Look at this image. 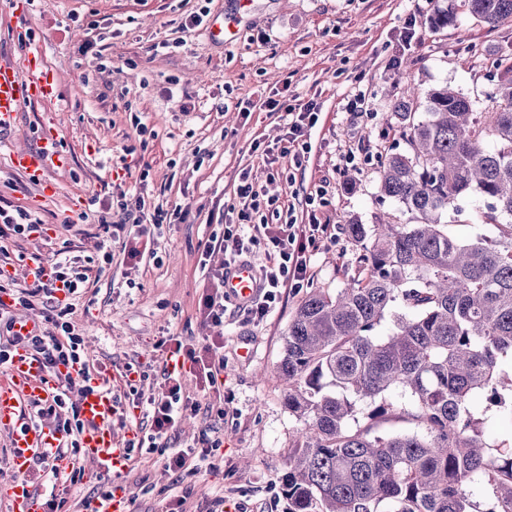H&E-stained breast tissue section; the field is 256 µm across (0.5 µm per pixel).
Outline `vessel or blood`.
<instances>
[{"label":"vessel or blood","instance_id":"b4317fda","mask_svg":"<svg viewBox=\"0 0 512 512\" xmlns=\"http://www.w3.org/2000/svg\"><path fill=\"white\" fill-rule=\"evenodd\" d=\"M26 66L0 61V137L16 124L25 104L54 99L57 88L54 78L44 65L41 50L29 44L23 47ZM8 165L37 182H44L51 170L64 168L66 158L58 145L55 127L46 128L37 146L10 152ZM231 298L247 301L258 292V275L252 264L234 265L224 283ZM59 388L57 377L49 374L28 348L12 347L9 359L0 369V430L11 436V463L17 474L5 497L9 512H45L41 493L30 484L26 474L34 455L51 453L57 472L69 471L73 461L63 453L65 439L54 425L44 421H29L30 403L52 401ZM81 415L88 427L80 437L82 457L104 472L119 473L127 466L128 450L112 428L119 411V402L110 386L94 382L93 389L84 393Z\"/></svg>","mask_w":512,"mask_h":512}]
</instances>
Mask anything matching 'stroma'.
I'll return each instance as SVG.
<instances>
[{
  "label": "stroma",
  "instance_id": "35a3bbf8",
  "mask_svg": "<svg viewBox=\"0 0 512 512\" xmlns=\"http://www.w3.org/2000/svg\"><path fill=\"white\" fill-rule=\"evenodd\" d=\"M17 3L0 0V60H18V36L31 32L60 96L25 107L0 140V155L36 145L51 124L69 165L51 172L55 193L47 197L0 163V200L42 221L28 237L0 231V248L19 268L56 253L91 267L71 320L124 407L162 393V337L179 336L199 351L216 339L197 308L204 269L223 256L205 248L238 221L242 173L277 197V209L294 208L298 223L314 215L327 224L307 248L303 288L282 293L263 320L226 314L217 351L222 393L203 392L192 376L184 382L198 408L168 444L175 452L203 434L220 439L208 463L175 474L159 452L137 451L121 476L133 512H163L177 498L187 512H288L284 462L301 427L283 404L276 372L288 323L310 292L336 294L354 275L358 249L341 229L347 216L371 224L386 212L409 221L396 201L380 197L375 170L381 153L406 148L392 108L405 81L423 92L449 85L474 112L487 111L496 81L486 58L512 53V23H482L462 0H251L218 43L191 19L202 10L230 12L232 0H33L24 13ZM447 7L455 27L431 30L433 14ZM408 25L417 38L399 46ZM270 98L317 106L303 166L265 155L288 121L265 108ZM319 186L327 203L308 211L304 196ZM139 198L146 213L171 211L170 221L137 231ZM125 201L130 210H121ZM484 207L476 195L459 199L446 232L462 241L489 235L476 217ZM243 347L252 358L240 356ZM130 365L142 366L145 378L126 382ZM82 469L78 481L43 484V494L77 512L84 498L111 489V476L87 462Z\"/></svg>",
  "mask_w": 512,
  "mask_h": 512
}]
</instances>
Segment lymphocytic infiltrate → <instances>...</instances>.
I'll return each mask as SVG.
<instances>
[{"instance_id":"f902f5d3","label":"lymphocytic infiltrate","mask_w":512,"mask_h":512,"mask_svg":"<svg viewBox=\"0 0 512 512\" xmlns=\"http://www.w3.org/2000/svg\"><path fill=\"white\" fill-rule=\"evenodd\" d=\"M265 105L272 112L286 111L288 130L285 140L294 150V159L303 158L309 151L307 132L318 121L315 104L308 102L284 106L280 101L270 98ZM236 195L240 221L225 225L223 236L213 237L207 247L208 252L223 253L224 264L210 272V285L198 308L200 317L217 329L223 328L227 311L228 297L224 292V278L229 266L250 260L255 248L265 246L267 262L258 269L262 292L256 300L239 309L240 315L248 319H263L279 298L282 289L297 288L305 280L307 245L327 232L326 225L317 222L300 224L292 216L287 217L281 224L253 222L252 214L259 210L265 192L249 176H241ZM90 274L89 267L76 266L62 259L56 260L50 266L47 277L35 279L21 290L20 299L28 305L36 300H51L56 290L55 284L59 281L68 284L70 295H77L85 288ZM71 311L72 308L68 305L59 308L53 320V331L23 339L16 334H9L5 341L0 342V364L6 362L12 346L23 341L48 372H56L62 365H78L77 377L62 378L52 402L36 408L38 416L52 418L57 430L75 442L85 430L86 423L80 417L77 403L71 400L70 392L77 386L89 388L93 380L94 366L83 354L82 339L69 319ZM164 346L166 357L163 377L166 391L162 397L148 398L151 431L140 436L136 442L138 448L152 451L161 447L169 432L177 427L179 420L189 409V400L182 391L185 375L195 376L202 389L212 390L224 369L223 359L199 356L195 349L184 345L179 337H166Z\"/></svg>"}]
</instances>
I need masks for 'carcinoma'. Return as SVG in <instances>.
Instances as JSON below:
<instances>
[{
	"instance_id": "carcinoma-1",
	"label": "carcinoma",
	"mask_w": 512,
	"mask_h": 512,
	"mask_svg": "<svg viewBox=\"0 0 512 512\" xmlns=\"http://www.w3.org/2000/svg\"><path fill=\"white\" fill-rule=\"evenodd\" d=\"M463 2L488 25L512 22V0ZM492 68L496 105L479 119L442 86L416 121L418 89L404 85L394 111L407 150L385 154L378 190L413 223L347 220L357 276L334 296L312 292L288 324L278 370L302 423L283 478L289 512H485L471 500L478 479L512 512V448L490 447L471 411L477 396L500 408L512 398V59ZM469 194L484 199L479 218L496 238L443 230ZM396 389L408 402H386ZM393 417L413 431L376 432Z\"/></svg>"
}]
</instances>
